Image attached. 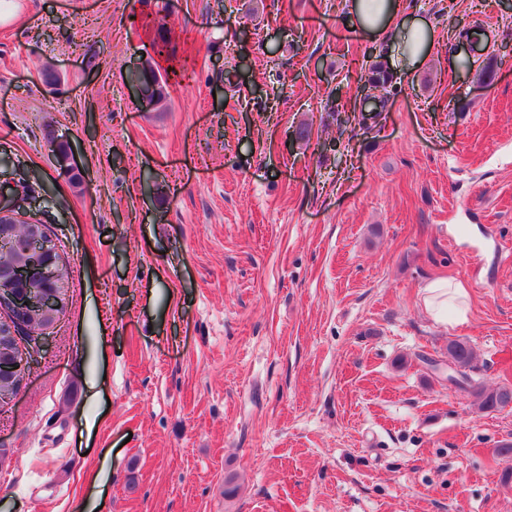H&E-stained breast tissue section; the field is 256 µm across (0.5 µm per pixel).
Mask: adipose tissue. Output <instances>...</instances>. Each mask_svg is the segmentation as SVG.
<instances>
[{"label":"adipose tissue","mask_w":512,"mask_h":512,"mask_svg":"<svg viewBox=\"0 0 512 512\" xmlns=\"http://www.w3.org/2000/svg\"><path fill=\"white\" fill-rule=\"evenodd\" d=\"M348 17L354 28L370 41H387L398 60L419 66L430 54L436 31L425 18L406 14L403 0H348ZM467 290L461 284L434 280L424 288L423 304L435 322L448 321L449 311L465 316Z\"/></svg>","instance_id":"obj_1"}]
</instances>
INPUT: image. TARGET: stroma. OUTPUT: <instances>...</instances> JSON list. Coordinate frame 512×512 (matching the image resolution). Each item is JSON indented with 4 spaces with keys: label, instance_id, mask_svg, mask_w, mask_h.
I'll use <instances>...</instances> for the list:
<instances>
[{
    "label": "stroma",
    "instance_id": "stroma-1",
    "mask_svg": "<svg viewBox=\"0 0 512 512\" xmlns=\"http://www.w3.org/2000/svg\"><path fill=\"white\" fill-rule=\"evenodd\" d=\"M404 3L438 40L365 130L337 106L389 47L344 0H0V196L33 186L71 297L0 409V503L74 512L107 453L102 512H512V408L437 369L464 339L512 385V0ZM128 81L129 83L139 86L142 92L148 94L151 98H153L158 91V103H160L164 97L161 75L158 69L149 62L142 65L138 70L131 72L128 76ZM156 86L158 90H156ZM423 304L436 323L448 325V308H455L457 316L465 321L464 303L467 290L460 283L434 280L423 289Z\"/></svg>",
    "mask_w": 512,
    "mask_h": 512
}]
</instances>
